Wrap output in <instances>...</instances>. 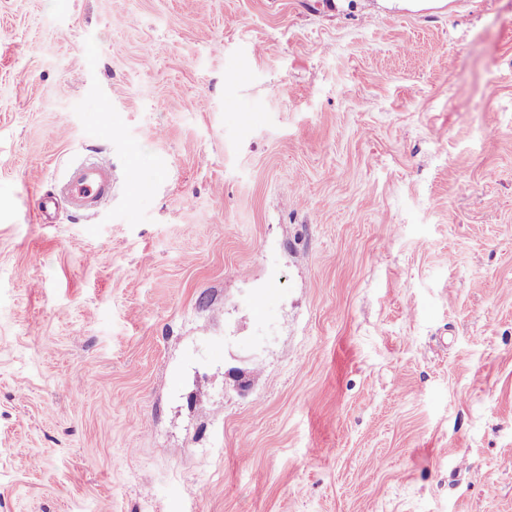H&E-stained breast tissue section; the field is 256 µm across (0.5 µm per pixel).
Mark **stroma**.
Segmentation results:
<instances>
[{
  "label": "stroma",
  "instance_id": "1",
  "mask_svg": "<svg viewBox=\"0 0 512 512\" xmlns=\"http://www.w3.org/2000/svg\"><path fill=\"white\" fill-rule=\"evenodd\" d=\"M0 512H512V0H0ZM112 193V167L102 160H84L73 165L59 188V194L43 196L38 209L46 215L57 207L59 195L77 214L96 210Z\"/></svg>",
  "mask_w": 512,
  "mask_h": 512
}]
</instances>
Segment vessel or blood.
<instances>
[{
	"instance_id": "b4317fda",
	"label": "vessel or blood",
	"mask_w": 512,
	"mask_h": 512,
	"mask_svg": "<svg viewBox=\"0 0 512 512\" xmlns=\"http://www.w3.org/2000/svg\"><path fill=\"white\" fill-rule=\"evenodd\" d=\"M111 193V166L101 160H85L69 169L58 194L40 198L38 209L41 213H49L63 198L75 213L82 215L96 210Z\"/></svg>"
}]
</instances>
